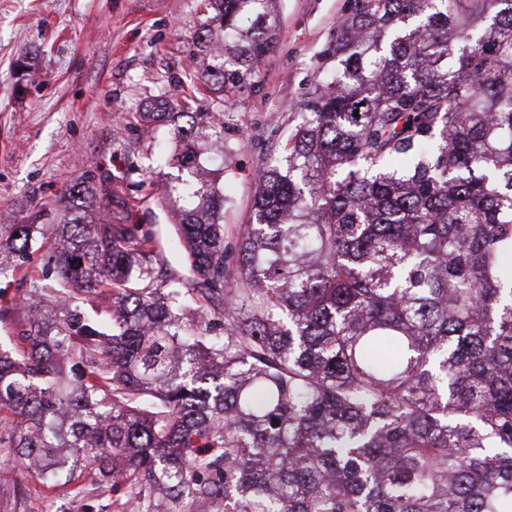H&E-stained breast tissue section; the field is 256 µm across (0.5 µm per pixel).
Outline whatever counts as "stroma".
I'll return each mask as SVG.
<instances>
[{
    "mask_svg": "<svg viewBox=\"0 0 512 512\" xmlns=\"http://www.w3.org/2000/svg\"><path fill=\"white\" fill-rule=\"evenodd\" d=\"M350 0H269L274 39L246 87H200L204 111L222 102L224 140L198 138L200 174L172 157L191 121L160 120L180 82L220 65L224 31L202 0H0V225L98 218L101 191L118 183L113 220L150 224L158 263L185 273L171 248L181 187L201 181L224 193V244L234 251L250 223L255 174L279 149L288 117L322 75L321 56ZM55 246L30 267L0 274V338L21 328L26 282L41 279ZM0 512H113L97 470L51 488L0 457Z\"/></svg>",
    "mask_w": 512,
    "mask_h": 512,
    "instance_id": "35a3bbf8",
    "label": "stroma"
}]
</instances>
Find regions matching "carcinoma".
Returning <instances> with one entry per match:
<instances>
[{
    "mask_svg": "<svg viewBox=\"0 0 512 512\" xmlns=\"http://www.w3.org/2000/svg\"><path fill=\"white\" fill-rule=\"evenodd\" d=\"M202 2L254 17L198 77L241 88L268 0ZM319 69L231 269L214 188L181 214L187 281L108 189L97 223L0 225L19 265L61 245L0 348L21 471L92 464L114 512H512V0H350ZM190 88L166 116L224 140Z\"/></svg>",
    "mask_w": 512,
    "mask_h": 512,
    "instance_id": "cac0c4a2",
    "label": "carcinoma"
}]
</instances>
